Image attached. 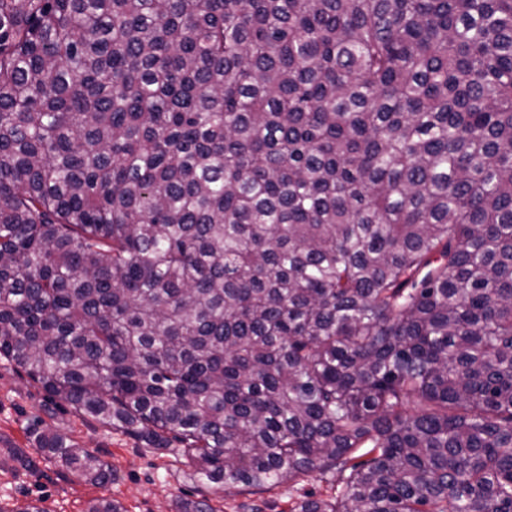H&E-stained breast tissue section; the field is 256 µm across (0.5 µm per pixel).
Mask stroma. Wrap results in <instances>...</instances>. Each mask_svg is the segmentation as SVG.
<instances>
[{
    "mask_svg": "<svg viewBox=\"0 0 512 512\" xmlns=\"http://www.w3.org/2000/svg\"><path fill=\"white\" fill-rule=\"evenodd\" d=\"M66 433L112 467V479L93 485L42 460L29 433L33 423ZM179 456L144 447L133 437L87 420L68 405L50 404L39 384L0 360V512L33 502L43 512H85L110 497L126 512H175L180 500L208 499L214 512H289L298 497H327L333 488L318 470L253 493L185 481Z\"/></svg>",
    "mask_w": 512,
    "mask_h": 512,
    "instance_id": "1",
    "label": "stroma"
}]
</instances>
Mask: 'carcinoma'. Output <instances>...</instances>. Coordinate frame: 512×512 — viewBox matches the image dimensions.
Instances as JSON below:
<instances>
[{"label":"carcinoma","mask_w":512,"mask_h":512,"mask_svg":"<svg viewBox=\"0 0 512 512\" xmlns=\"http://www.w3.org/2000/svg\"><path fill=\"white\" fill-rule=\"evenodd\" d=\"M0 358L290 512H512V0H0Z\"/></svg>","instance_id":"cac0c4a2"}]
</instances>
